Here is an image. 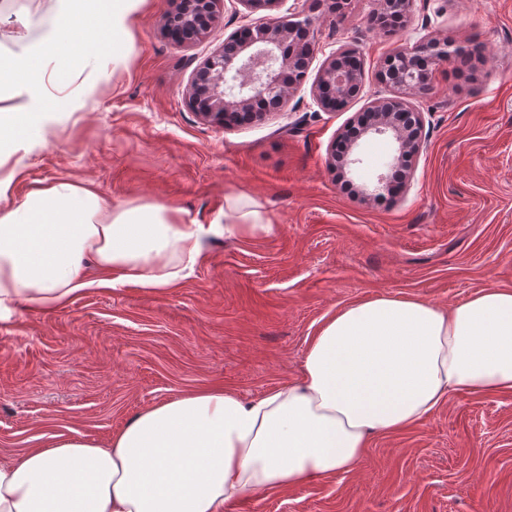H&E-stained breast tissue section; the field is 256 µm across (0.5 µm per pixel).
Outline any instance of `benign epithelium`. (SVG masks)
<instances>
[{
  "label": "benign epithelium",
  "instance_id": "1",
  "mask_svg": "<svg viewBox=\"0 0 512 512\" xmlns=\"http://www.w3.org/2000/svg\"><path fill=\"white\" fill-rule=\"evenodd\" d=\"M170 4L174 10L167 16V36L184 42L209 30L223 0H170ZM378 4L377 14L404 20L412 0H378ZM313 51L310 19L296 14L255 22L246 35L234 33L225 38L222 47L199 65L187 88V105L202 119L222 127L263 121L282 111L305 85ZM466 54L464 46L426 34L412 47L387 56L380 77L399 94L372 103L352 120L359 130L337 137L328 155V167L336 180L353 183L362 164V142L376 137L388 139L392 153L376 185H359L358 196L370 200L390 191L394 170L401 171L400 181L409 180L412 160L422 147L423 113L412 102L414 91L429 81L430 66L454 64ZM230 78L241 79V86L231 94L226 89ZM363 79V62L356 50L333 52L315 79L317 104L330 112L342 108L361 92Z\"/></svg>",
  "mask_w": 512,
  "mask_h": 512
}]
</instances>
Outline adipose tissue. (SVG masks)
Masks as SVG:
<instances>
[{
  "instance_id": "obj_1",
  "label": "adipose tissue",
  "mask_w": 512,
  "mask_h": 512,
  "mask_svg": "<svg viewBox=\"0 0 512 512\" xmlns=\"http://www.w3.org/2000/svg\"><path fill=\"white\" fill-rule=\"evenodd\" d=\"M146 0H58L57 23L26 56L0 60L14 101L0 104V162L63 101L42 92L101 51L121 67ZM103 41H83L92 27ZM0 179V322L20 305L54 309L88 287L90 269L149 291L175 284L208 241L273 224L231 194L201 224L162 204H112L59 179L21 202ZM462 392L512 393V290L485 288L442 307L379 296L341 308L312 337L295 381L257 400L223 388L154 405L107 444L58 438L0 464V512H224L250 494L354 470L378 433L414 424Z\"/></svg>"
}]
</instances>
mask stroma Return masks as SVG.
<instances>
[{
    "mask_svg": "<svg viewBox=\"0 0 512 512\" xmlns=\"http://www.w3.org/2000/svg\"><path fill=\"white\" fill-rule=\"evenodd\" d=\"M224 0L213 27L177 43L168 0H147L134 50L113 69L81 63L64 89L76 104L12 153L10 198L65 178L115 203L158 202L209 224L224 198L259 203L271 232L210 240L194 273L157 292L94 285L66 305L19 308L0 323V463L57 437L107 443L139 412L212 387L258 399L295 380L311 336L336 311L377 296L440 306L512 289V0H414L383 31L375 0ZM313 22L316 63L354 48L362 92L322 110L304 85L265 121L220 128L186 104L196 67L260 18ZM55 0H11L0 57L24 55L56 23ZM482 43L464 72L436 67L414 102L424 116L412 180L361 200L338 184L328 151L355 113L394 91L385 56L419 37ZM226 512H512V393L456 394L407 428L373 437L358 468L230 504Z\"/></svg>",
    "mask_w": 512,
    "mask_h": 512,
    "instance_id": "35a3bbf8",
    "label": "stroma"
}]
</instances>
